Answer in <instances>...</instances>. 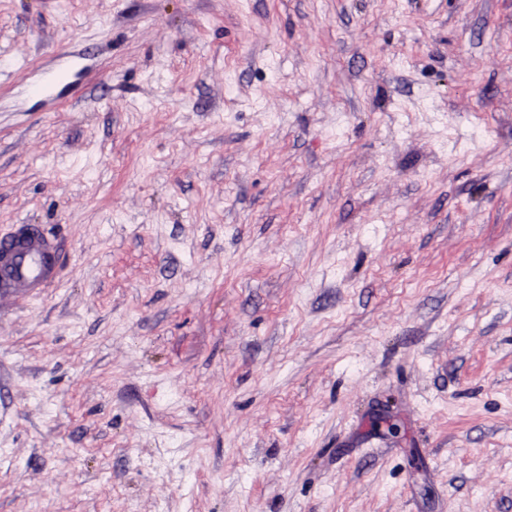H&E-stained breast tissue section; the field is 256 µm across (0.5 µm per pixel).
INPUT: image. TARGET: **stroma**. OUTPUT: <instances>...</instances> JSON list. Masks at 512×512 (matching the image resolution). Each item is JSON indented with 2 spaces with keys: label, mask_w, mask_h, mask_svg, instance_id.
Here are the masks:
<instances>
[{
  "label": "stroma",
  "mask_w": 512,
  "mask_h": 512,
  "mask_svg": "<svg viewBox=\"0 0 512 512\" xmlns=\"http://www.w3.org/2000/svg\"><path fill=\"white\" fill-rule=\"evenodd\" d=\"M12 224L0 512H512V0H0ZM61 244L39 227L14 224L0 233V301L37 296L55 281Z\"/></svg>",
  "instance_id": "35a3bbf8"
}]
</instances>
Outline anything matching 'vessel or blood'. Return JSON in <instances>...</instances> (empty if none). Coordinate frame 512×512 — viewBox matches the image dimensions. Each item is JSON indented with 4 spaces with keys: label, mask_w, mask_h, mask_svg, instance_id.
I'll use <instances>...</instances> for the list:
<instances>
[{
    "label": "vessel or blood",
    "mask_w": 512,
    "mask_h": 512,
    "mask_svg": "<svg viewBox=\"0 0 512 512\" xmlns=\"http://www.w3.org/2000/svg\"><path fill=\"white\" fill-rule=\"evenodd\" d=\"M61 244L39 227L14 225L0 233V300H22L39 295L55 281Z\"/></svg>",
    "instance_id": "1"
}]
</instances>
